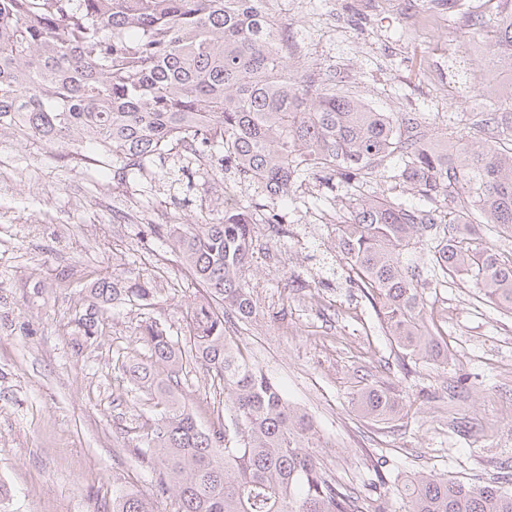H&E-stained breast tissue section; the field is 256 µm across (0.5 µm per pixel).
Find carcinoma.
<instances>
[{
  "instance_id": "cac0c4a2",
  "label": "carcinoma",
  "mask_w": 512,
  "mask_h": 512,
  "mask_svg": "<svg viewBox=\"0 0 512 512\" xmlns=\"http://www.w3.org/2000/svg\"><path fill=\"white\" fill-rule=\"evenodd\" d=\"M265 0H0V132L47 145L70 141L80 159L97 158L112 180L144 173L170 151L181 170L217 157L255 186L261 201L229 196L224 215L182 225L178 243L207 293L188 320V356L224 384V426L204 429L179 403L181 349L167 324L140 326L150 362L129 370L160 409L140 455L158 469L157 492L175 491L178 512H388L386 492L366 498L340 484L318 457L312 419L252 364L230 329L255 314L246 272L256 225L283 233L275 208L311 177L314 202L336 191L352 201L334 228V248L355 284L378 304L397 347L447 365L451 350L433 318L426 288L468 277L486 302L512 314V256L481 233L512 238V106L485 112L491 137L448 142L418 118L376 112L332 82L297 77L283 52L284 26ZM474 19L490 59L512 62V0ZM398 165L392 178L424 201L362 197L364 184ZM96 302L74 320L76 335H98L112 301L153 296L151 281L128 271L92 288ZM362 417L389 421L402 404L388 388H359ZM512 465L485 485L416 473L398 489L406 512H512ZM112 512H154L128 487Z\"/></svg>"
}]
</instances>
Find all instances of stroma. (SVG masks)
Returning <instances> with one entry per match:
<instances>
[{
	"instance_id": "obj_1",
	"label": "stroma",
	"mask_w": 512,
	"mask_h": 512,
	"mask_svg": "<svg viewBox=\"0 0 512 512\" xmlns=\"http://www.w3.org/2000/svg\"><path fill=\"white\" fill-rule=\"evenodd\" d=\"M265 7L288 27L294 72L331 80L377 111L425 120L435 137L487 138L482 113L511 104L484 95L496 70L471 32L492 0ZM419 15L438 27H418ZM75 152L22 138L0 152V512H112L121 486L152 496L155 512H176L173 494L155 492L153 464L135 454L158 409L122 366L148 358L139 332L149 317L190 347L186 315L205 293L183 266L172 226L223 214L227 196L247 202L254 189L230 176L179 184L160 171L116 184ZM318 188L315 179L297 188L291 234L258 235L256 313L238 329L239 347L312 418L320 458L339 481L364 494L383 476L390 512H404L398 490L414 473L484 485L512 462V314L450 278L432 299L453 360L443 367L405 355L333 250L348 199L322 211L302 205ZM129 270L152 281L148 304L114 301L98 335L77 341L71 322L91 303V284ZM294 276L305 287H288ZM178 381L199 424L218 426L224 397L213 373L193 362ZM362 382L394 391L401 418L358 416L352 397Z\"/></svg>"
}]
</instances>
